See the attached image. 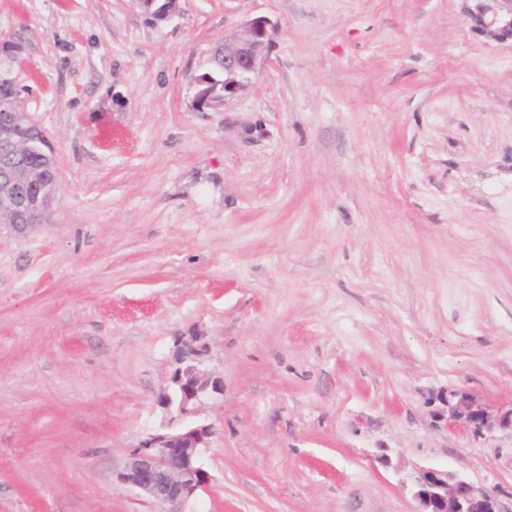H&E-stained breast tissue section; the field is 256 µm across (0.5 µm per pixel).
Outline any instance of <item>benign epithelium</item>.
<instances>
[{
    "instance_id": "benign-epithelium-1",
    "label": "benign epithelium",
    "mask_w": 512,
    "mask_h": 512,
    "mask_svg": "<svg viewBox=\"0 0 512 512\" xmlns=\"http://www.w3.org/2000/svg\"><path fill=\"white\" fill-rule=\"evenodd\" d=\"M156 24L171 19L179 0H132ZM472 27L498 42L512 43V0H470ZM271 21L265 16L244 22L241 34L224 39L214 56L216 71L224 80L216 84L212 72L196 79L195 107L211 109L226 98L247 90L270 45ZM45 161L35 167L31 159ZM58 160L45 132L26 113L11 112L0 120V223L18 234L42 223L59 193ZM205 346L201 337L177 343L169 386L158 398L167 415L163 429L146 434L127 458L119 481L163 506L159 512H187L184 506L207 490L209 476L201 457L209 447L213 427L197 420L200 407L224 393V380L204 369ZM442 421L464 426L475 440L497 430L512 431V409L496 417L454 392L445 400ZM400 485L413 492L417 512H512V500L501 498L497 486L470 480L439 467H416L402 473Z\"/></svg>"
}]
</instances>
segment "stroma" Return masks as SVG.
<instances>
[{"instance_id": "obj_1", "label": "stroma", "mask_w": 512, "mask_h": 512, "mask_svg": "<svg viewBox=\"0 0 512 512\" xmlns=\"http://www.w3.org/2000/svg\"><path fill=\"white\" fill-rule=\"evenodd\" d=\"M256 16L252 85L197 110ZM1 79L60 192L0 224V512H154L118 474L192 334L193 512H415L416 466L512 493V438L433 416L512 409V45L463 0H0ZM133 2L153 24L171 19L179 8V0H133ZM446 399V411L438 412L440 421L446 424H460L464 426L474 440L486 439L488 435L497 430H510L512 438V409L496 417L489 414L485 407L471 400L466 392H453ZM446 412V414H445Z\"/></svg>"}]
</instances>
